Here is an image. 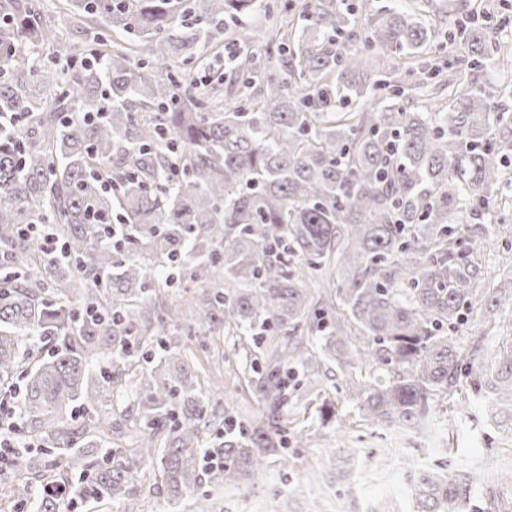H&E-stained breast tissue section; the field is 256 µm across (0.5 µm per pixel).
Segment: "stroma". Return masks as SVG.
Instances as JSON below:
<instances>
[{"instance_id": "stroma-1", "label": "stroma", "mask_w": 512, "mask_h": 512, "mask_svg": "<svg viewBox=\"0 0 512 512\" xmlns=\"http://www.w3.org/2000/svg\"><path fill=\"white\" fill-rule=\"evenodd\" d=\"M278 19V14L260 9L239 21H226L223 45L202 62L189 65L188 76L204 88L220 84L228 100L236 101L230 90L234 77L229 72L234 31L242 25L269 29ZM484 221L511 230L510 235L493 240L478 259L485 285L512 286V167L495 191ZM187 326L183 349L189 372L196 376L211 407L231 410L251 422L264 420L265 402L249 379L243 339L234 325L225 324L223 311L210 317L190 313ZM459 343L466 351L480 343L491 353L503 354L512 343V303H501L494 327H487L483 317L470 318L459 333ZM355 392L352 381L343 380L332 362L312 391L296 392L288 402L289 425L307 431V444L293 449L288 472L269 467L248 491L225 495L221 500L224 512H261L273 501L284 512H309L315 498L323 512H412V489L422 471L452 474L461 467L481 470L484 475L461 512H512V480L503 477L512 471V412L477 399L464 401L457 390L437 404L443 423L440 437H418L405 443L392 430L359 424ZM325 403L333 405L336 413L323 424L319 415ZM340 442L359 449L360 457L355 464L340 462L335 471H328V458ZM106 512H171V507L147 470L135 480L133 493Z\"/></svg>"}]
</instances>
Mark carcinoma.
I'll return each mask as SVG.
<instances>
[{
	"mask_svg": "<svg viewBox=\"0 0 512 512\" xmlns=\"http://www.w3.org/2000/svg\"><path fill=\"white\" fill-rule=\"evenodd\" d=\"M258 7L67 0L93 37L60 54L42 0H0V417L22 444L5 464L41 463L17 512H56L43 486L58 475L70 497L110 504L153 462L176 505L204 484L240 492L272 461L287 470L307 438L282 418L292 365L347 370L358 419L402 438L440 434L436 402L465 382L512 401V349L499 363L457 345L501 303L477 262L499 225L468 219L512 160V91L494 111L483 83L507 48L476 21L441 35L403 0L364 14L303 0L291 38L238 31L265 63L241 59L236 105L197 91L182 66L224 43V17ZM448 41L465 53L442 80L425 60ZM375 56L391 66L368 67ZM34 224L61 238L59 257ZM334 269L314 299L306 280ZM182 279L216 288L204 308L223 305L255 347L282 335L251 362L262 424L209 412L173 337L185 314L164 303ZM479 481L427 473L414 512H459Z\"/></svg>",
	"mask_w": 512,
	"mask_h": 512,
	"instance_id": "cac0c4a2",
	"label": "carcinoma"
}]
</instances>
